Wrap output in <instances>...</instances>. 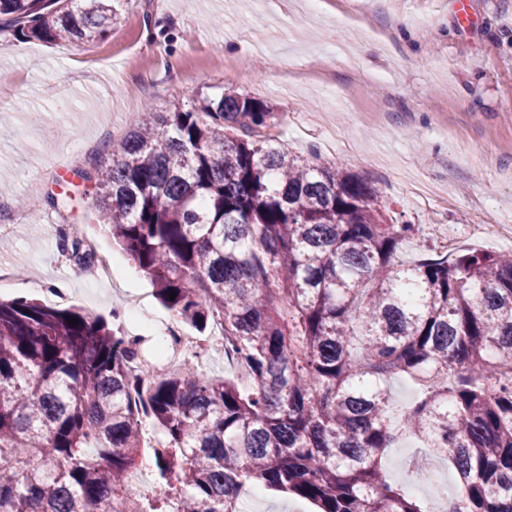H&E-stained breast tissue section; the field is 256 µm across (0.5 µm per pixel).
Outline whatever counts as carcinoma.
I'll return each mask as SVG.
<instances>
[{
    "mask_svg": "<svg viewBox=\"0 0 512 512\" xmlns=\"http://www.w3.org/2000/svg\"><path fill=\"white\" fill-rule=\"evenodd\" d=\"M118 2L0 0V31L104 40ZM273 119L234 92L148 108L81 171L175 318L223 317L251 390L191 361L144 380L102 317L0 301V512H167L169 493L178 512H241L255 484L316 512H427L381 465L403 435L455 471L456 512H512V257L402 263L414 225L363 174L261 134ZM59 250L93 264L81 238ZM399 375L420 389L406 406L385 388ZM146 456L162 498L128 483Z\"/></svg>",
    "mask_w": 512,
    "mask_h": 512,
    "instance_id": "1",
    "label": "carcinoma"
}]
</instances>
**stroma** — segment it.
Masks as SVG:
<instances>
[{"label":"stroma","instance_id":"stroma-1","mask_svg":"<svg viewBox=\"0 0 512 512\" xmlns=\"http://www.w3.org/2000/svg\"><path fill=\"white\" fill-rule=\"evenodd\" d=\"M233 90L264 102L291 153L369 177L390 215L416 226L401 258L512 252V0H122L112 35L47 45L0 35V298L117 316L166 365L173 315L98 225L79 172L146 108ZM26 198L29 209L14 206ZM76 229L111 259L85 276L57 247ZM134 296L143 311L124 312ZM243 512H316L262 487Z\"/></svg>","mask_w":512,"mask_h":512}]
</instances>
